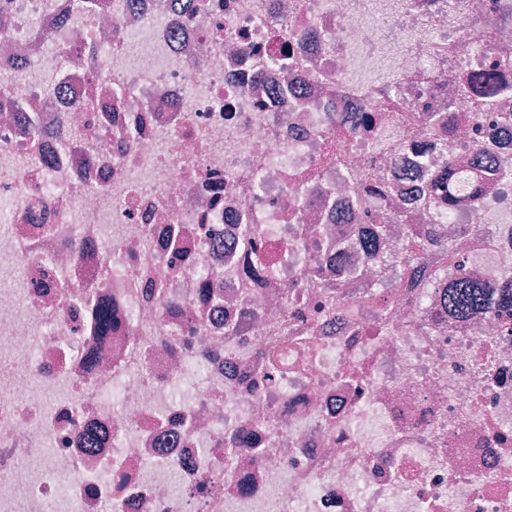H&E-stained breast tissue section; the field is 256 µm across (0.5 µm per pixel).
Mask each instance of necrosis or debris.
I'll return each mask as SVG.
<instances>
[{
    "instance_id": "1",
    "label": "necrosis or debris",
    "mask_w": 512,
    "mask_h": 512,
    "mask_svg": "<svg viewBox=\"0 0 512 512\" xmlns=\"http://www.w3.org/2000/svg\"><path fill=\"white\" fill-rule=\"evenodd\" d=\"M171 3L0 0V512H512V0ZM496 302L484 293L473 279H460L448 288V311L456 317H469L477 312L492 313Z\"/></svg>"
}]
</instances>
